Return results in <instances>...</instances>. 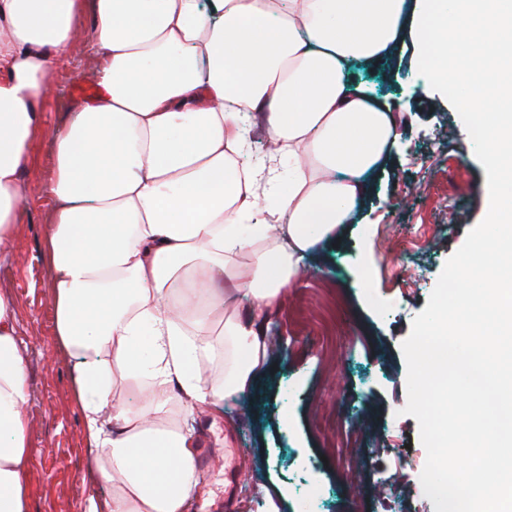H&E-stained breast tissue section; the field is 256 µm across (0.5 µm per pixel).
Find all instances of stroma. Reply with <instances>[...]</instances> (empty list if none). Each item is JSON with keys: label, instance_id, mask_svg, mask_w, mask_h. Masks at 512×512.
<instances>
[{"label": "stroma", "instance_id": "obj_1", "mask_svg": "<svg viewBox=\"0 0 512 512\" xmlns=\"http://www.w3.org/2000/svg\"><path fill=\"white\" fill-rule=\"evenodd\" d=\"M93 50L88 30L69 63L51 69L39 106L46 134L33 145L20 222L0 262V290L15 298L17 336L28 351L31 512H84L90 494L108 491L91 480L76 359L55 333L45 263L48 133L77 99L74 86ZM418 53L411 29L386 67L351 69L352 86L403 105L397 147L367 176L352 223L316 244L283 290L262 327L270 349L256 392L187 417L200 475L190 512H265L267 494L278 490L279 512H297L306 494L312 512H434L420 483L427 453L418 422L403 412L401 344L446 261L486 216L489 197L457 111L421 90ZM419 224L425 231L413 236ZM405 263L418 270L417 283L396 275ZM349 429L362 435L353 455L336 446Z\"/></svg>", "mask_w": 512, "mask_h": 512}]
</instances>
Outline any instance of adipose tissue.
<instances>
[{
    "instance_id": "obj_1",
    "label": "adipose tissue",
    "mask_w": 512,
    "mask_h": 512,
    "mask_svg": "<svg viewBox=\"0 0 512 512\" xmlns=\"http://www.w3.org/2000/svg\"><path fill=\"white\" fill-rule=\"evenodd\" d=\"M405 2L0 0V245L20 220L49 70L94 19L97 96L51 138L47 243L93 476L112 488L86 512H187L196 443L171 407L252 386L263 321L396 147L393 107L345 71L388 62ZM250 113L274 145L259 168L237 162ZM26 362L0 291V512H31Z\"/></svg>"
}]
</instances>
